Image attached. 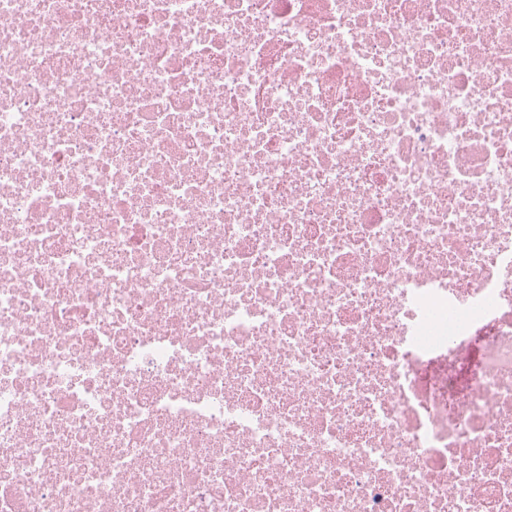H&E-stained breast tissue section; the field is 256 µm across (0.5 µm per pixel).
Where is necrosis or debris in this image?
<instances>
[{"mask_svg":"<svg viewBox=\"0 0 512 512\" xmlns=\"http://www.w3.org/2000/svg\"><path fill=\"white\" fill-rule=\"evenodd\" d=\"M0 512H512V0H0Z\"/></svg>","mask_w":512,"mask_h":512,"instance_id":"4bbe7bcc","label":"necrosis or debris"}]
</instances>
